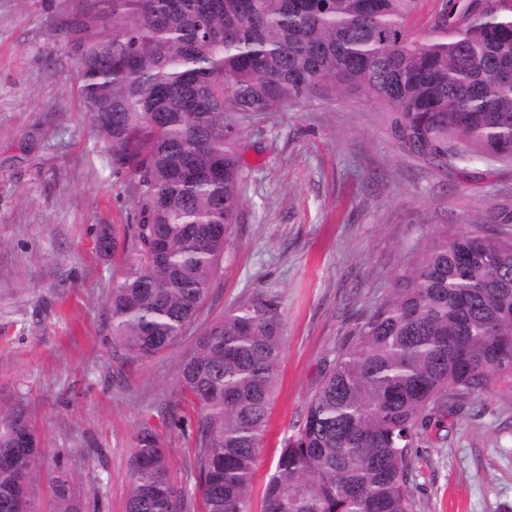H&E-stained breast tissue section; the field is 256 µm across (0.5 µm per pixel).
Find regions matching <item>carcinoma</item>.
I'll return each instance as SVG.
<instances>
[{
    "instance_id": "carcinoma-1",
    "label": "carcinoma",
    "mask_w": 512,
    "mask_h": 512,
    "mask_svg": "<svg viewBox=\"0 0 512 512\" xmlns=\"http://www.w3.org/2000/svg\"><path fill=\"white\" fill-rule=\"evenodd\" d=\"M419 0H76L54 29L83 69L79 95L136 223L108 305L118 367L177 344L234 241L241 112L375 102L407 150L465 176L512 159V6L441 0L421 39ZM283 349L277 295L224 311L179 369L197 409L189 471L202 512H251ZM512 397V236L485 224L424 243L418 263L355 325L279 448L263 512H412V448L481 396ZM42 452L26 412L0 408V512H30ZM126 512H188L159 435L144 425ZM49 512H81L57 461Z\"/></svg>"
}]
</instances>
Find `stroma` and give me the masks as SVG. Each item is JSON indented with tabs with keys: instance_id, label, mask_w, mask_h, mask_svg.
Listing matches in <instances>:
<instances>
[{
	"instance_id": "1",
	"label": "stroma",
	"mask_w": 512,
	"mask_h": 512,
	"mask_svg": "<svg viewBox=\"0 0 512 512\" xmlns=\"http://www.w3.org/2000/svg\"><path fill=\"white\" fill-rule=\"evenodd\" d=\"M68 0H0V406H23L44 448L39 512L64 455L88 512H126L130 459L151 425L174 481L193 487L192 409L179 368L226 308L279 296L283 353L252 512L282 439L301 420L357 319L385 300L440 225L512 221V161L468 175L432 167L362 100L257 113L242 123L244 196L235 240L183 340L117 370L107 301L124 259L101 229L133 223L118 174L76 92L77 65L53 36ZM412 453L413 512H512V400L483 396Z\"/></svg>"
}]
</instances>
